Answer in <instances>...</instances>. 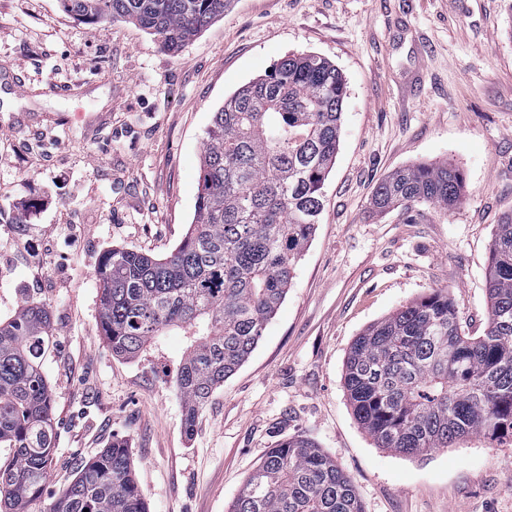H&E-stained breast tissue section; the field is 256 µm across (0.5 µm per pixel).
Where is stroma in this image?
<instances>
[{
	"label": "stroma",
	"instance_id": "stroma-1",
	"mask_svg": "<svg viewBox=\"0 0 512 512\" xmlns=\"http://www.w3.org/2000/svg\"><path fill=\"white\" fill-rule=\"evenodd\" d=\"M308 52L347 82L320 222L255 350L189 436L175 390L185 338L113 356L95 270L115 246L163 256L179 244L214 112ZM444 161L464 174L457 207L370 212L393 170ZM509 216L512 0H228L177 54L58 0H0V320L24 297L52 319L56 441L33 512L115 439L151 512H228L269 448L298 434L351 476L364 512H512V441L379 448L343 382L359 333L430 289L451 290L465 333L483 335L489 247Z\"/></svg>",
	"mask_w": 512,
	"mask_h": 512
}]
</instances>
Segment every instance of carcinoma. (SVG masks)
Wrapping results in <instances>:
<instances>
[{"mask_svg":"<svg viewBox=\"0 0 512 512\" xmlns=\"http://www.w3.org/2000/svg\"><path fill=\"white\" fill-rule=\"evenodd\" d=\"M90 22L124 21L177 54L224 15V0H59ZM347 96L343 74L315 54H291L213 113L201 155L193 221L170 255L114 247L96 280L98 328L112 354L132 359L180 330L190 341L176 383L193 434L214 391L247 360L283 302L324 208ZM464 196L459 167L398 168L374 188L385 216ZM483 335L462 333L455 299L433 288L352 342L344 387L377 447L404 455L473 436L512 438V217L497 225L486 271ZM51 314L23 299L0 321V512H29L43 496L54 449L44 359ZM150 512L130 448L116 439L86 460L49 512ZM228 512H363L350 476L304 436L278 442Z\"/></svg>","mask_w":512,"mask_h":512,"instance_id":"obj_1","label":"carcinoma"}]
</instances>
